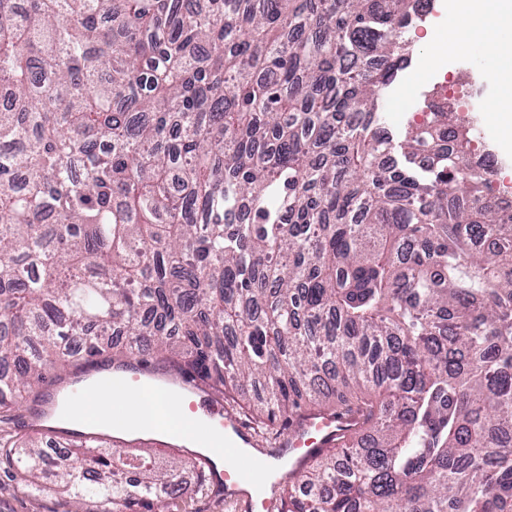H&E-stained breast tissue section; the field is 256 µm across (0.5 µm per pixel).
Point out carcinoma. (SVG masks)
I'll use <instances>...</instances> for the list:
<instances>
[{
    "label": "carcinoma",
    "instance_id": "1",
    "mask_svg": "<svg viewBox=\"0 0 512 512\" xmlns=\"http://www.w3.org/2000/svg\"><path fill=\"white\" fill-rule=\"evenodd\" d=\"M416 0H0V457L161 512L178 473L11 430L48 374L153 354L257 427L345 413L275 512H512V213L444 107L393 146ZM448 145H443V142Z\"/></svg>",
    "mask_w": 512,
    "mask_h": 512
}]
</instances>
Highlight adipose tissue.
I'll return each mask as SVG.
<instances>
[{"label":"adipose tissue","mask_w":512,"mask_h":512,"mask_svg":"<svg viewBox=\"0 0 512 512\" xmlns=\"http://www.w3.org/2000/svg\"><path fill=\"white\" fill-rule=\"evenodd\" d=\"M444 9L454 21V32L444 48L432 49L431 60L445 65L461 45L476 43L496 59L495 96L489 119L497 128L512 135V0H445ZM127 426L131 429L165 424L181 432L183 438L194 439L199 434V417L173 407L167 392H142L136 405L127 411Z\"/></svg>","instance_id":"ef3b65f1"}]
</instances>
